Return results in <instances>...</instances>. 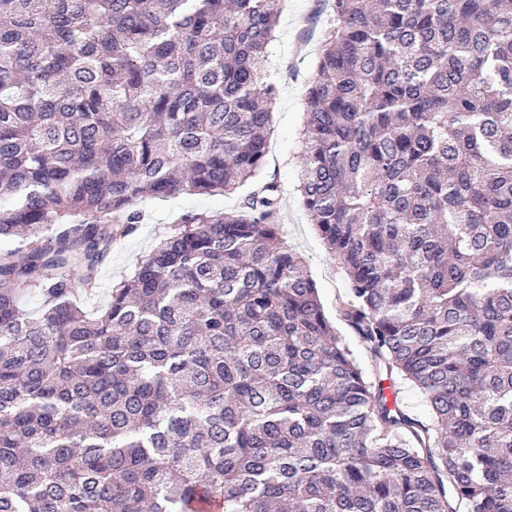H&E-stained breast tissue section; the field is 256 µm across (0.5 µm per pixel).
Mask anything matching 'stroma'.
<instances>
[{
	"instance_id": "35a3bbf8",
	"label": "stroma",
	"mask_w": 512,
	"mask_h": 512,
	"mask_svg": "<svg viewBox=\"0 0 512 512\" xmlns=\"http://www.w3.org/2000/svg\"><path fill=\"white\" fill-rule=\"evenodd\" d=\"M327 16L318 0H283L282 11L263 58V78L276 88V105L267 135V155L260 180L276 182L281 190V235L290 250L300 253L316 285L328 317L348 294L347 277L338 259L326 249L297 190L303 166V128L306 123V91L319 55L320 37ZM242 194L193 196L181 194L148 203L150 218L132 236L113 244L93 295H86L81 277L73 286L84 308L94 312L105 307L109 290L128 276L155 246L159 237L187 212L227 213L238 210Z\"/></svg>"
}]
</instances>
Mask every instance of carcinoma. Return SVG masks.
I'll list each match as a JSON object with an SVG mask.
<instances>
[{"label":"carcinoma","mask_w":512,"mask_h":512,"mask_svg":"<svg viewBox=\"0 0 512 512\" xmlns=\"http://www.w3.org/2000/svg\"><path fill=\"white\" fill-rule=\"evenodd\" d=\"M281 2L0 0V512H512V0H325L298 191L372 377L257 182ZM249 191L245 187L231 196H193L181 194L162 200L149 202L146 207L150 219L141 224L132 236L112 244V252L101 269L95 293L85 295L81 272L73 274V288L84 306L90 312L105 307L109 298V288L128 276L155 246L159 237L174 229L172 224L180 215L187 212L227 213L240 209L242 199ZM398 388L400 407L412 417L428 422V411L418 390L408 384H402Z\"/></svg>","instance_id":"1"}]
</instances>
